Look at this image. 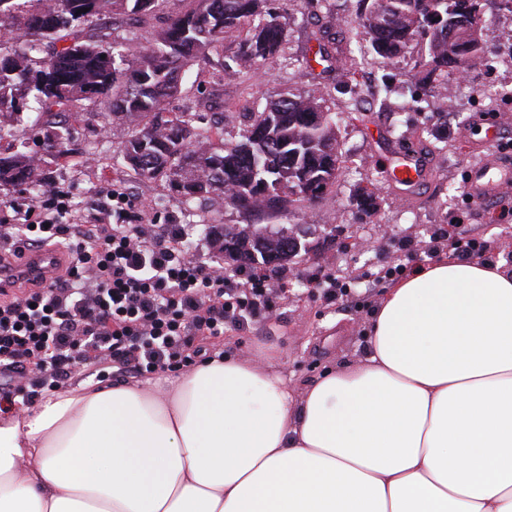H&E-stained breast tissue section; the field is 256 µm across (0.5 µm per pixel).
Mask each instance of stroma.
I'll list each match as a JSON object with an SVG mask.
<instances>
[{"label": "stroma", "mask_w": 512, "mask_h": 512, "mask_svg": "<svg viewBox=\"0 0 512 512\" xmlns=\"http://www.w3.org/2000/svg\"><path fill=\"white\" fill-rule=\"evenodd\" d=\"M278 6L288 19L284 52L247 74L223 73L211 63L192 66L182 75L183 95L173 107H194L198 84H218L212 110L223 114L224 133L230 136L247 124L246 107L260 94L321 81L339 128L342 163L335 185L319 199L297 202L284 216H244L218 197L199 207L186 205L162 183L141 178L124 163L120 148L128 128L103 120V113L112 109L106 100L81 105L71 157L49 164L47 170L55 189L69 193L76 210L87 214L102 195L119 187L146 223H249L269 231L296 226L307 242L322 243L316 257L295 258L286 272L270 274V283L284 290L273 317L224 334L225 355L271 358L274 368L300 391L327 370L363 359L371 314L387 287L386 282L372 281V274L400 263L410 269L432 263L433 241L447 233L454 216L464 217L459 237L487 242V260L504 261L512 269V219L504 216L512 211V190L480 206L463 201L475 146L492 135L501 144L512 143V112L486 111L479 95L482 88L512 83V72L491 74L483 64H475L465 75L470 92L455 121L438 117L428 123L408 106L415 55L394 64L375 57L369 66L375 83L390 84L394 92L388 100L358 112L354 103L363 93L362 82L337 71L318 76L305 65L312 33L332 26L333 12L343 6L355 8L356 0H324L316 11L308 0H279ZM426 126L440 142L439 151L420 149L427 176L411 187L396 183L390 176V160L402 145L417 142ZM371 184L379 190L378 206L366 215L358 210L357 194ZM323 271L344 284L342 298L328 301L311 286V278Z\"/></svg>", "instance_id": "35a3bbf8"}]
</instances>
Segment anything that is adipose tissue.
<instances>
[{"mask_svg": "<svg viewBox=\"0 0 512 512\" xmlns=\"http://www.w3.org/2000/svg\"><path fill=\"white\" fill-rule=\"evenodd\" d=\"M362 363L249 358L0 412V512H512V270L440 253Z\"/></svg>", "mask_w": 512, "mask_h": 512, "instance_id": "adipose-tissue-1", "label": "adipose tissue"}]
</instances>
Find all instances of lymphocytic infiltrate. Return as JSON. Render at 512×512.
<instances>
[{"mask_svg": "<svg viewBox=\"0 0 512 512\" xmlns=\"http://www.w3.org/2000/svg\"><path fill=\"white\" fill-rule=\"evenodd\" d=\"M126 202L112 189L89 224L61 192L29 206L0 202L1 243L67 258L50 281L0 295V404L32 406L79 366L139 377L180 370L225 329L273 310L266 276L188 251L181 225L113 221Z\"/></svg>", "mask_w": 512, "mask_h": 512, "instance_id": "f902f5d3", "label": "lymphocytic infiltrate"}]
</instances>
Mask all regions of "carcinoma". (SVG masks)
I'll return each instance as SVG.
<instances>
[{"instance_id": "cac0c4a2", "label": "carcinoma", "mask_w": 512, "mask_h": 512, "mask_svg": "<svg viewBox=\"0 0 512 512\" xmlns=\"http://www.w3.org/2000/svg\"><path fill=\"white\" fill-rule=\"evenodd\" d=\"M167 0H0V117L22 113L27 96L38 119L52 128L37 151L0 150V186L21 187L38 198L50 187L45 167L70 154L72 125L65 109L107 99L112 118L129 124L123 161L138 175L161 182L186 204L214 195L240 214L282 213L301 200L321 197L336 182L341 151L324 89H284L265 97L252 122L235 137L224 125L207 124L204 112H176L181 71L207 62L224 44L236 50L224 69L247 73L283 51L287 23L272 0H180L142 42L85 39L82 31L106 17L135 22ZM482 0H357L354 12L334 21L357 31L369 49L392 62L419 47L410 79L411 108L435 113L434 96L483 59L473 25L482 21ZM87 12H82V9ZM321 59L355 76V56H332L328 31L313 34ZM43 45L46 56L30 66L19 43ZM219 256L233 251L236 267L286 269L280 235H261L251 225L203 224L199 228Z\"/></svg>"}]
</instances>
